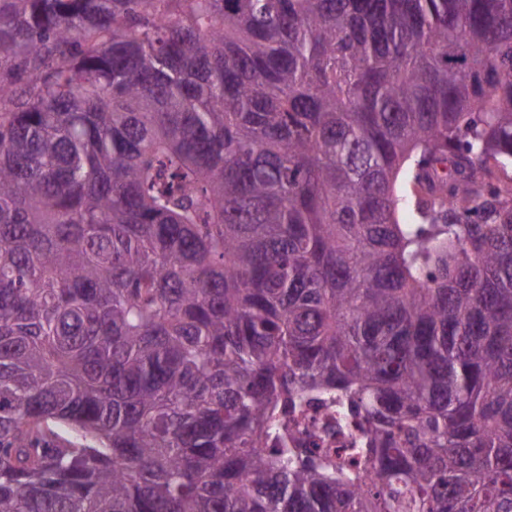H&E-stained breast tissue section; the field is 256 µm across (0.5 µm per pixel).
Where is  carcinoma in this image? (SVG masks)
Instances as JSON below:
<instances>
[{"mask_svg":"<svg viewBox=\"0 0 512 512\" xmlns=\"http://www.w3.org/2000/svg\"><path fill=\"white\" fill-rule=\"evenodd\" d=\"M2 53L0 512H512V0H0ZM295 435L307 441H316L320 448H340L336 444V418L317 404L304 408L297 417Z\"/></svg>","mask_w":512,"mask_h":512,"instance_id":"carcinoma-1","label":"carcinoma"}]
</instances>
